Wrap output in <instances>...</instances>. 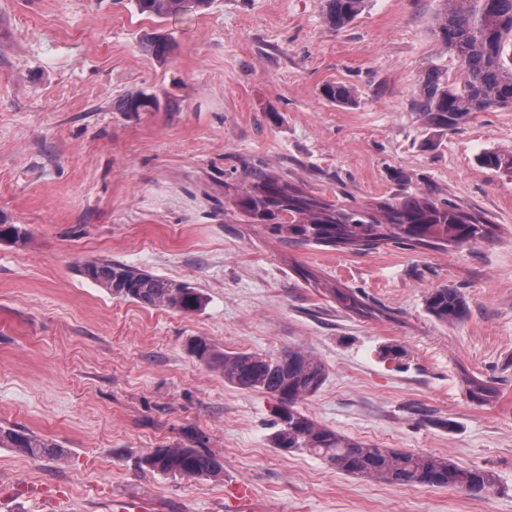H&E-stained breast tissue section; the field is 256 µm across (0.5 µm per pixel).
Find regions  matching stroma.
Instances as JSON below:
<instances>
[{"label": "stroma", "mask_w": 512, "mask_h": 512, "mask_svg": "<svg viewBox=\"0 0 512 512\" xmlns=\"http://www.w3.org/2000/svg\"><path fill=\"white\" fill-rule=\"evenodd\" d=\"M324 5L214 0L157 20L133 0H0V220L32 235L0 241V425L65 454L0 447V512H112L123 498L236 512L241 482L256 512H512V174L478 162L512 150V111L447 132L423 123L419 78L432 66L460 76L433 36L440 0H366L338 30ZM154 32L174 45L166 60L139 49ZM331 82L355 86L356 103L326 100ZM140 90L159 108L116 110ZM259 161L333 201L429 191L501 237L448 251L295 248L229 203ZM95 258L190 284L205 304L114 297L81 273ZM330 285L368 314L340 307ZM444 285L467 300L463 322L429 315ZM198 337L223 353L310 352L328 377L303 412L356 441L490 471L493 490L390 486L272 447L267 396L192 357ZM387 345L404 357L381 358ZM470 377L494 397L474 401ZM176 445L212 453L223 478L143 466Z\"/></svg>", "instance_id": "obj_1"}]
</instances>
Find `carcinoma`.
Instances as JSON below:
<instances>
[{"instance_id": "obj_1", "label": "carcinoma", "mask_w": 512, "mask_h": 512, "mask_svg": "<svg viewBox=\"0 0 512 512\" xmlns=\"http://www.w3.org/2000/svg\"><path fill=\"white\" fill-rule=\"evenodd\" d=\"M325 2L326 22L336 29L354 20L365 7V0ZM211 4L212 0H135L139 13L165 20L202 12ZM434 35L441 50L457 57L460 78L451 81L432 68L419 82L414 105L428 128L448 131L476 112L512 109V0H443ZM139 48L163 60L173 45L165 35L153 33ZM323 94L342 105L355 103L356 91L350 85H327ZM158 107L157 99L144 92L126 94L118 101L122 112ZM478 161L488 169L512 173V151H487ZM232 202L247 222L261 225L292 246L353 252L388 244L462 249L496 238V227L486 217L446 198L415 192L373 204L333 202L260 164L246 168ZM29 238L25 228L0 224V239L24 245ZM82 273L113 296L148 307L193 313L204 303L203 295L186 283L138 272L119 261L91 260ZM328 294L344 309L362 311L363 303L354 293L332 286ZM426 306L436 320L451 325L468 315L464 296L452 286L434 289ZM189 352L218 368L231 386L268 396L270 442L276 448L308 453L346 474L393 486L448 487L480 494L495 485L493 474L486 470L463 468L450 458L429 453L400 452L353 441L314 421L300 404L318 392L328 373L308 351L288 348L278 354L241 351L219 355L206 340L197 338ZM467 384L477 401H487L493 395L479 379H469ZM0 447L15 448L32 459L63 455L58 443L5 426H0ZM143 465L172 477L216 479L223 470L210 452L190 446L156 448L143 458Z\"/></svg>"}]
</instances>
